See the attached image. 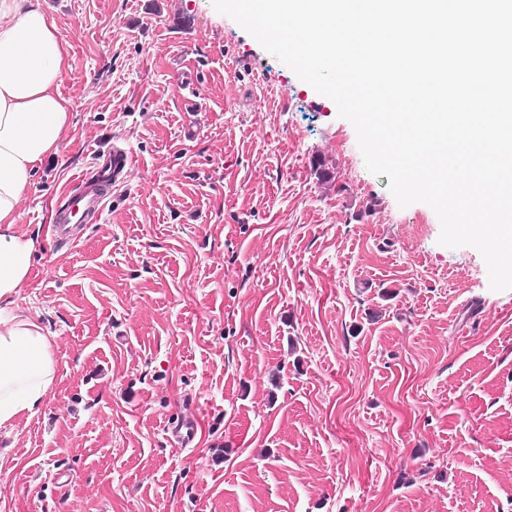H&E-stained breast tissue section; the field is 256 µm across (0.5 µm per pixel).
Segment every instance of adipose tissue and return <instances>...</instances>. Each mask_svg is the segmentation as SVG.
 <instances>
[{
  "instance_id": "obj_1",
  "label": "adipose tissue",
  "mask_w": 512,
  "mask_h": 512,
  "mask_svg": "<svg viewBox=\"0 0 512 512\" xmlns=\"http://www.w3.org/2000/svg\"><path fill=\"white\" fill-rule=\"evenodd\" d=\"M68 60L42 0H0V427L33 416L56 378L50 336L14 299L36 250L17 229L18 206L73 121L59 92Z\"/></svg>"
}]
</instances>
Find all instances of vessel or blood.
<instances>
[{
	"mask_svg": "<svg viewBox=\"0 0 512 512\" xmlns=\"http://www.w3.org/2000/svg\"><path fill=\"white\" fill-rule=\"evenodd\" d=\"M130 162L129 149L113 148L109 169L79 179L77 193L63 198L56 223L61 246H73L77 241V226L102 214L113 189L121 185L123 173Z\"/></svg>",
	"mask_w": 512,
	"mask_h": 512,
	"instance_id": "vessel-or-blood-1",
	"label": "vessel or blood"
}]
</instances>
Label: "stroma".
I'll return each mask as SVG.
<instances>
[{
  "instance_id": "1",
  "label": "stroma",
  "mask_w": 512,
  "mask_h": 512,
  "mask_svg": "<svg viewBox=\"0 0 512 512\" xmlns=\"http://www.w3.org/2000/svg\"><path fill=\"white\" fill-rule=\"evenodd\" d=\"M44 7L74 126L19 204L15 307L58 368L0 428V512H512V289L479 251L400 207L335 103L212 0ZM116 145L122 185L57 247V203ZM167 433L171 439L181 447L190 446L195 439L194 425L187 420L171 421L166 426Z\"/></svg>"
}]
</instances>
